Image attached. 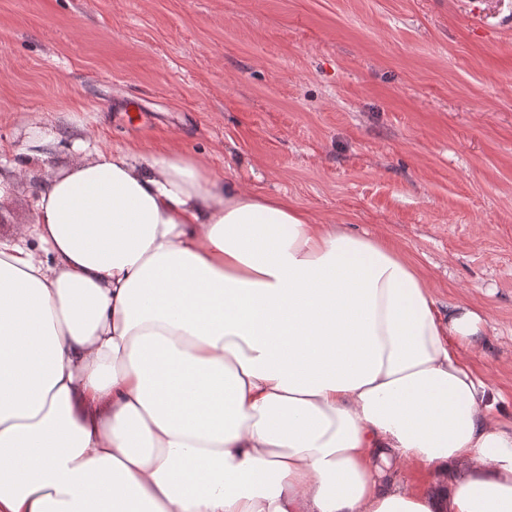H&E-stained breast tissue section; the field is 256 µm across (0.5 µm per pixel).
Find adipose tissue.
Here are the masks:
<instances>
[{
    "instance_id": "1",
    "label": "adipose tissue",
    "mask_w": 512,
    "mask_h": 512,
    "mask_svg": "<svg viewBox=\"0 0 512 512\" xmlns=\"http://www.w3.org/2000/svg\"><path fill=\"white\" fill-rule=\"evenodd\" d=\"M80 149L0 238V512H512L470 304L183 153Z\"/></svg>"
}]
</instances>
